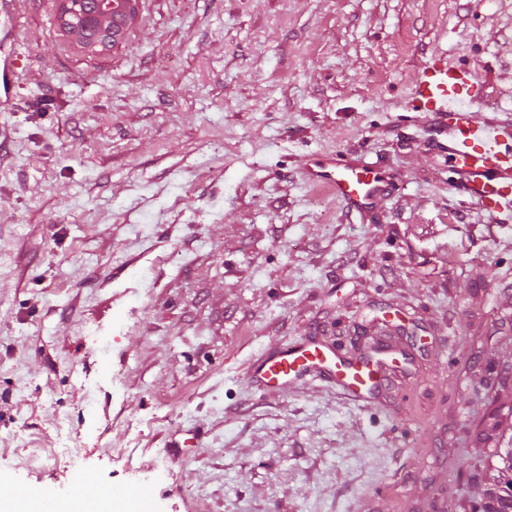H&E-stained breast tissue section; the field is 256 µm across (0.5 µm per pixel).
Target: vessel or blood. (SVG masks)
<instances>
[{
	"label": "vessel or blood",
	"mask_w": 512,
	"mask_h": 512,
	"mask_svg": "<svg viewBox=\"0 0 512 512\" xmlns=\"http://www.w3.org/2000/svg\"><path fill=\"white\" fill-rule=\"evenodd\" d=\"M476 86L472 68L434 56L425 62L414 86L419 111L448 130V154L455 162L469 195L486 210L512 205V142L482 120L472 108ZM309 181L326 185L349 211L367 215L390 189L393 178L378 164L329 154L311 158ZM311 375L336 385L362 402L385 387L388 376L380 366L346 363L332 350L306 344L278 347L259 357L251 377L263 389L282 392L297 378ZM87 477L74 480L71 498L44 496L46 512H71L75 499L99 495Z\"/></svg>",
	"instance_id": "vessel-or-blood-1"
}]
</instances>
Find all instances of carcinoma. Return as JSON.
Here are the masks:
<instances>
[{
  "label": "carcinoma",
  "instance_id": "carcinoma-1",
  "mask_svg": "<svg viewBox=\"0 0 512 512\" xmlns=\"http://www.w3.org/2000/svg\"><path fill=\"white\" fill-rule=\"evenodd\" d=\"M70 22L59 28L64 34L72 35L74 26L80 27L76 44L91 54L104 53L115 47L122 39L127 19L112 18L101 29L98 19L99 0H65ZM495 463L490 468V482L484 498L475 512H512V448L500 449L494 455Z\"/></svg>",
  "mask_w": 512,
  "mask_h": 512
}]
</instances>
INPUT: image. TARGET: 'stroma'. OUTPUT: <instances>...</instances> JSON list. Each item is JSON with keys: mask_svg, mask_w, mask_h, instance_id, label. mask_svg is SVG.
Returning <instances> with one entry per match:
<instances>
[{"mask_svg": "<svg viewBox=\"0 0 512 512\" xmlns=\"http://www.w3.org/2000/svg\"><path fill=\"white\" fill-rule=\"evenodd\" d=\"M58 6L20 0L0 104V468L88 475L96 512H474L512 435V208L469 196L412 90L470 62L512 132V0H139L103 54ZM330 153L397 177L371 219L305 178ZM303 339L399 365L361 404L257 390Z\"/></svg>", "mask_w": 512, "mask_h": 512, "instance_id": "stroma-1", "label": "stroma"}]
</instances>
